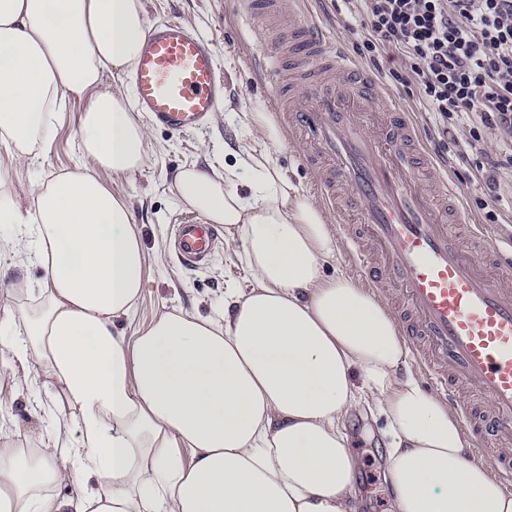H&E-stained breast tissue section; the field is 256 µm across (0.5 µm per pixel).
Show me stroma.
Returning a JSON list of instances; mask_svg holds the SVG:
<instances>
[{
	"label": "stroma",
	"instance_id": "1",
	"mask_svg": "<svg viewBox=\"0 0 512 512\" xmlns=\"http://www.w3.org/2000/svg\"><path fill=\"white\" fill-rule=\"evenodd\" d=\"M314 21L329 34L332 45L349 55H356L366 31L353 25L348 10H337L336 0H304ZM146 21L176 19L193 33L213 42L217 56V74L229 89L225 104L214 113L206 129L190 133H173L149 126L151 143L145 166L131 175L102 174L101 179L130 205L144 244L150 274L133 320L120 324L126 335L147 325L164 309L181 307L206 316L224 303V291L238 288L249 291L253 281L237 259L242 251L240 238L224 237L206 264L194 269L180 265L170 246L172 226L185 213L176 203L171 185L176 172L184 166L223 169L236 163L235 152L242 144L262 148L260 133L245 135L239 120L243 112H272L277 88L261 80L256 64L257 52L250 22L235 0H145ZM365 70L374 71L385 87L408 112L413 113L428 152L441 171L448 173L462 195L463 215L467 223L484 224L496 217L498 224L512 226V168L496 169V195H489L485 171L475 166L477 156H462L458 150L469 139L471 124L463 120L441 128L415 86H405L392 79L391 70L401 68V59L393 53L383 56L379 65L361 59ZM88 98H69L66 111L56 130L49 152L17 163L11 148L0 144V175L8 181L12 195L25 197L32 180L49 179L79 162V118ZM35 268L0 267V311L20 310L29 300L25 285L40 279ZM13 387L15 401L7 413L0 415V426L12 433L15 443L35 446L51 432L49 411L32 412L33 390L12 376L0 379ZM348 430L351 447L360 459L357 483L371 501L368 512H391L389 487L383 479L388 438L382 419L367 412L353 413Z\"/></svg>",
	"mask_w": 512,
	"mask_h": 512
}]
</instances>
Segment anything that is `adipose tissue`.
<instances>
[{
    "label": "adipose tissue",
    "instance_id": "obj_1",
    "mask_svg": "<svg viewBox=\"0 0 512 512\" xmlns=\"http://www.w3.org/2000/svg\"><path fill=\"white\" fill-rule=\"evenodd\" d=\"M147 30L144 0H0V140L13 158L48 151L67 96H89L82 165L0 191L17 232L0 263L42 270L32 308L0 313V373L41 385L54 432L36 448L0 435V512H358L346 417L384 418L395 512H512L447 403L425 391L387 305L344 272L324 212L272 159L282 140L261 112L263 149L224 171L181 168L178 203L243 241L255 286L201 316L174 307L134 342L144 247L100 172L149 157L146 127L106 69L128 72ZM250 175V193L234 184ZM76 428L77 440L63 437ZM67 486L68 496L52 495Z\"/></svg>",
    "mask_w": 512,
    "mask_h": 512
}]
</instances>
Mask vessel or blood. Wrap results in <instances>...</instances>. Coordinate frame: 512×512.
Here are the masks:
<instances>
[{
    "label": "vessel or blood",
    "instance_id": "obj_1",
    "mask_svg": "<svg viewBox=\"0 0 512 512\" xmlns=\"http://www.w3.org/2000/svg\"><path fill=\"white\" fill-rule=\"evenodd\" d=\"M294 84L275 99L302 140L313 193L352 225L347 257L366 287L391 290L416 372L455 408L475 438L473 454L512 483V230L469 224L461 196L444 182L420 185L433 164L411 113L377 78L301 15L292 20ZM136 108L180 133L206 127L224 101L212 41L181 22L152 25L133 72ZM218 230L193 214L173 226L177 256L194 268L213 253ZM487 403L473 412L468 394Z\"/></svg>",
    "mask_w": 512,
    "mask_h": 512
}]
</instances>
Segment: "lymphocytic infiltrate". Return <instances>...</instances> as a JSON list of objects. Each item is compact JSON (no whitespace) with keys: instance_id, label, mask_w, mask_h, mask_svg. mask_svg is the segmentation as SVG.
<instances>
[{"instance_id":"f902f5d3","label":"lymphocytic infiltrate","mask_w":512,"mask_h":512,"mask_svg":"<svg viewBox=\"0 0 512 512\" xmlns=\"http://www.w3.org/2000/svg\"><path fill=\"white\" fill-rule=\"evenodd\" d=\"M364 17L369 58L392 50L406 60L402 84L415 85L440 125L472 123L512 135V0H347Z\"/></svg>"}]
</instances>
